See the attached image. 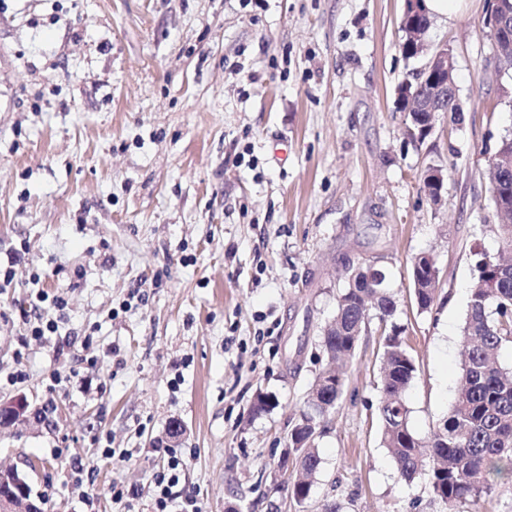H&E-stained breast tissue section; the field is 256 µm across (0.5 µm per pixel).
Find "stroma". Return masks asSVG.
Segmentation results:
<instances>
[{
    "mask_svg": "<svg viewBox=\"0 0 512 512\" xmlns=\"http://www.w3.org/2000/svg\"><path fill=\"white\" fill-rule=\"evenodd\" d=\"M403 7L0 0V267L13 272L0 400L37 413L0 429V467L26 474L45 512H156L170 446L184 461L175 492L203 512H443L382 443L375 318L316 437L309 498H290L277 471L349 263L384 272L394 294L424 438L455 395L476 256L500 249L487 164L512 135V71L480 29L486 0L431 19L461 112L437 113L421 141L398 88L428 58L402 52ZM431 166L446 172L440 205L420 190ZM423 252L441 277L425 313L411 282ZM33 308L58 332L31 336ZM260 395L272 405L257 414ZM116 486L137 490L133 510Z\"/></svg>",
    "mask_w": 512,
    "mask_h": 512,
    "instance_id": "35a3bbf8",
    "label": "stroma"
}]
</instances>
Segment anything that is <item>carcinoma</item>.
<instances>
[{"instance_id":"obj_1","label":"carcinoma","mask_w":512,"mask_h":512,"mask_svg":"<svg viewBox=\"0 0 512 512\" xmlns=\"http://www.w3.org/2000/svg\"><path fill=\"white\" fill-rule=\"evenodd\" d=\"M431 113L415 112L407 131L422 138V127ZM489 159L491 201L500 218L496 225L501 251L512 253V137L501 139ZM469 292L461 329L460 377L455 398L431 437H418L409 426L410 410L404 394L418 368L407 349L406 328L394 321L396 300L388 289L369 287L365 267H348V284L336 298L332 320L321 333L320 346L336 373L326 383L317 375L309 389L305 408L288 434V455L305 474L291 487L299 503L308 499L319 473L321 457L315 446L316 432L336 410L344 394L348 363L366 328L370 311L382 325V367L378 381L382 442L399 473L412 480L428 478L430 491L446 512L458 505L489 495L497 481L512 477V367L500 357L512 351V258L483 256ZM412 287L419 312L431 310L441 287L440 271L424 254L415 257Z\"/></svg>"}]
</instances>
